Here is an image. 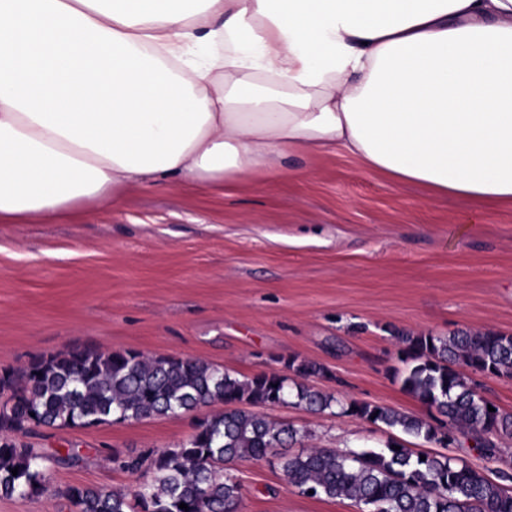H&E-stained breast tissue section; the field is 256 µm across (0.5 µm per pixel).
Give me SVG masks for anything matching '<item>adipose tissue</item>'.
<instances>
[{"instance_id": "adipose-tissue-1", "label": "adipose tissue", "mask_w": 512, "mask_h": 512, "mask_svg": "<svg viewBox=\"0 0 512 512\" xmlns=\"http://www.w3.org/2000/svg\"><path fill=\"white\" fill-rule=\"evenodd\" d=\"M336 149L512 205V0H0V222Z\"/></svg>"}]
</instances>
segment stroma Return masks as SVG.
I'll use <instances>...</instances> for the list:
<instances>
[{
	"mask_svg": "<svg viewBox=\"0 0 512 512\" xmlns=\"http://www.w3.org/2000/svg\"><path fill=\"white\" fill-rule=\"evenodd\" d=\"M289 165L306 177L251 175L221 191L134 186L51 222L0 223V371L75 346L200 359L240 379L295 356L330 372L309 387L426 417L395 377L404 368L395 337L512 335V207L473 224L469 201L369 171L340 150ZM220 409L26 435L44 454L73 448L80 459L53 469L50 493L0 498V512H68L55 492L72 485L131 489L138 477L113 464L114 452L176 447ZM262 412L300 430L295 453L397 439L512 474V437L487 463L462 436L443 446L332 409ZM232 472L239 512H358L347 499L302 495L266 461Z\"/></svg>",
	"mask_w": 512,
	"mask_h": 512,
	"instance_id": "stroma-1",
	"label": "stroma"
}]
</instances>
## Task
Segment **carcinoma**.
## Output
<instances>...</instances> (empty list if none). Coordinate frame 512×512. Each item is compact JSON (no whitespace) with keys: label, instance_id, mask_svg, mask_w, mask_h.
<instances>
[{"label":"carcinoma","instance_id":"obj_1","mask_svg":"<svg viewBox=\"0 0 512 512\" xmlns=\"http://www.w3.org/2000/svg\"><path fill=\"white\" fill-rule=\"evenodd\" d=\"M404 392L419 400L427 417L351 400L341 413L421 438L455 441L466 436L486 458L494 439L512 437V413L478 396L472 375L512 378V335L461 330L448 338L425 333L397 337ZM285 371L243 380L192 358L147 357L133 350L69 349L0 374V496H37L50 487L54 465H72L79 455H44L13 435L34 427H89L111 420L138 421L192 411L214 401L224 411L200 421L174 448L112 456L118 468L146 480L127 492L69 486L61 492L69 512H238L243 488L230 466L243 461L275 463L287 482L317 499L347 497L361 512H512V475L491 479L459 458L394 450L338 451L307 448L290 454L298 430L270 421L254 406L280 401L322 412L334 398L290 386L297 377H328L326 368L289 357ZM425 459H420V456ZM18 469L12 475V469ZM185 503L188 510L179 508Z\"/></svg>","mask_w":512,"mask_h":512}]
</instances>
